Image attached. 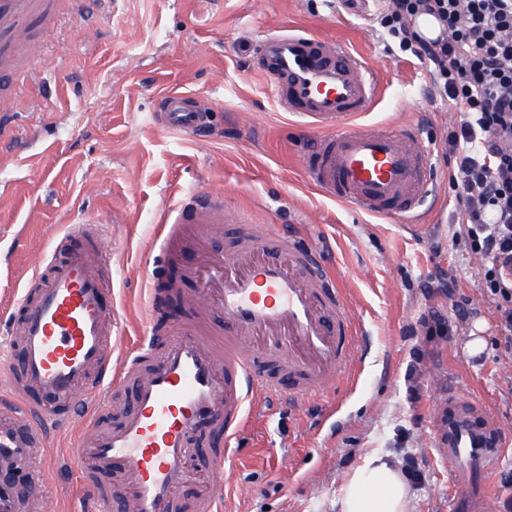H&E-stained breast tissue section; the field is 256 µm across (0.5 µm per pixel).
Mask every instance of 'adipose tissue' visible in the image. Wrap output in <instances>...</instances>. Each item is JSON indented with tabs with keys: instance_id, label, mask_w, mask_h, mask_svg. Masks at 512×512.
<instances>
[{
	"instance_id": "obj_1",
	"label": "adipose tissue",
	"mask_w": 512,
	"mask_h": 512,
	"mask_svg": "<svg viewBox=\"0 0 512 512\" xmlns=\"http://www.w3.org/2000/svg\"><path fill=\"white\" fill-rule=\"evenodd\" d=\"M339 507L341 512H409L406 478L381 456H369L349 477Z\"/></svg>"
}]
</instances>
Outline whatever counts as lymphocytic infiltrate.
Here are the masks:
<instances>
[{"label": "lymphocytic infiltrate", "instance_id": "lymphocytic-infiltrate-1", "mask_svg": "<svg viewBox=\"0 0 512 512\" xmlns=\"http://www.w3.org/2000/svg\"><path fill=\"white\" fill-rule=\"evenodd\" d=\"M380 21L401 51L430 68L432 95L454 113L441 156L453 218L481 260L479 288L512 348V0H381ZM442 30L428 39L417 15Z\"/></svg>", "mask_w": 512, "mask_h": 512}]
</instances>
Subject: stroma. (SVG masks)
<instances>
[{"instance_id":"obj_1","label":"stroma","mask_w":512,"mask_h":512,"mask_svg":"<svg viewBox=\"0 0 512 512\" xmlns=\"http://www.w3.org/2000/svg\"><path fill=\"white\" fill-rule=\"evenodd\" d=\"M375 5L341 0H102L88 16L64 0L56 25L29 15L22 30L42 57L0 76V318L33 271L28 254L97 226L111 260L120 350L150 326L145 261L158 211L183 193L222 195L255 223L308 236L342 281L361 333L354 372L300 412L280 405L257 420L224 462L227 512H339L350 474L373 453L415 460L412 512H453L452 478L434 449L436 374L482 398L512 435V350L478 286L479 262L448 222V169L431 219L417 230L322 196L301 170L309 135L270 97L246 46L262 31L301 27L345 42L382 78L365 123L416 126L441 140L449 107L430 95L424 64L401 53L373 18ZM212 105L210 135L156 124L161 96ZM475 309L456 317L458 302ZM453 326L413 334L426 308ZM332 404L337 413L322 422ZM61 512H92L76 472L34 473ZM247 495H240V488Z\"/></svg>"}]
</instances>
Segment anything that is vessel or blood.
Wrapping results in <instances>:
<instances>
[{"mask_svg": "<svg viewBox=\"0 0 512 512\" xmlns=\"http://www.w3.org/2000/svg\"><path fill=\"white\" fill-rule=\"evenodd\" d=\"M248 49L279 107L319 133L302 169L322 195L373 216L423 223V204L437 184L431 148L412 126L361 124L381 93L378 73L361 56L299 28L265 32ZM186 100L183 93L163 95L159 125L198 134L204 111ZM231 223L239 235L228 251H199ZM157 230L151 305L160 308L169 298L166 272L177 264L197 283L189 298L195 316L169 326L161 355L147 367L136 351L112 358V314L104 304L112 274L98 234L62 236L52 252L33 256L20 314L6 327L18 348L0 365V379L17 397L0 405V479L8 484L0 512H55L35 488L13 481L40 460L49 469L72 467V456L54 452L53 439L83 414L90 421L81 445L93 463L82 467V481L100 503H112L115 512H176L177 489L207 428L222 445L210 451L216 479L195 510L221 512L224 459L265 404L281 399L299 409L358 359V328L343 290L297 236L230 215L221 198L205 191L162 209ZM126 385L134 391L132 406L118 426L101 428L99 398ZM433 422L458 500L487 512L482 481L508 446L500 422L452 387ZM111 473L124 485L115 503L101 484Z\"/></svg>", "mask_w": 512, "mask_h": 512, "instance_id": "vessel-or-blood-1", "label": "vessel or blood"}]
</instances>
